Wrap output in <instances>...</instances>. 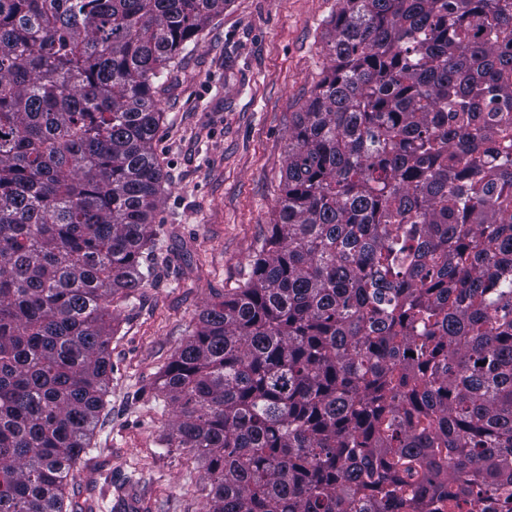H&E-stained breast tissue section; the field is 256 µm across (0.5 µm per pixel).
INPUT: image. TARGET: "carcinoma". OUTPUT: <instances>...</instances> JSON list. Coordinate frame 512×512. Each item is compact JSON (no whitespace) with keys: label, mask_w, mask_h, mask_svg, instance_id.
Instances as JSON below:
<instances>
[{"label":"carcinoma","mask_w":512,"mask_h":512,"mask_svg":"<svg viewBox=\"0 0 512 512\" xmlns=\"http://www.w3.org/2000/svg\"><path fill=\"white\" fill-rule=\"evenodd\" d=\"M229 0H0V512H73L154 274L157 80ZM278 220L160 377L211 512H512V0H337Z\"/></svg>","instance_id":"cac0c4a2"}]
</instances>
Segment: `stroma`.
I'll return each instance as SVG.
<instances>
[{
    "mask_svg": "<svg viewBox=\"0 0 512 512\" xmlns=\"http://www.w3.org/2000/svg\"><path fill=\"white\" fill-rule=\"evenodd\" d=\"M336 0H231L156 97L167 173L155 274L112 305V385L69 483L78 512H207L204 464L162 447L176 420L158 378L207 304L242 285L270 224L295 112L329 65Z\"/></svg>",
    "mask_w": 512,
    "mask_h": 512,
    "instance_id": "stroma-1",
    "label": "stroma"
}]
</instances>
